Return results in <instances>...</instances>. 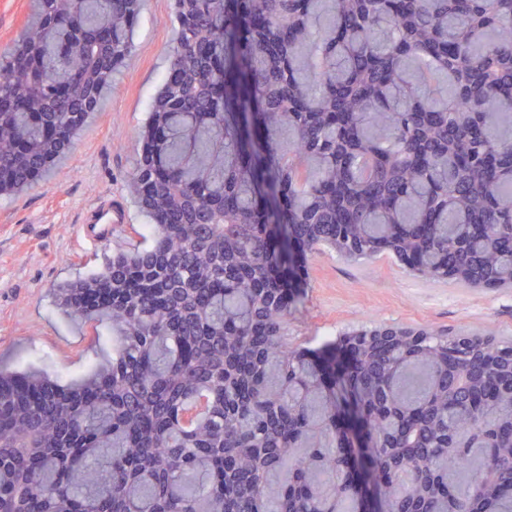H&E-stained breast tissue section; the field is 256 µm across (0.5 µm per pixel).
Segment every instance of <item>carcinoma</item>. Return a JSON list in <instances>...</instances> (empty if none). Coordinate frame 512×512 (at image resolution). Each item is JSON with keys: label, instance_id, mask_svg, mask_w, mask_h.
<instances>
[{"label": "carcinoma", "instance_id": "carcinoma-1", "mask_svg": "<svg viewBox=\"0 0 512 512\" xmlns=\"http://www.w3.org/2000/svg\"><path fill=\"white\" fill-rule=\"evenodd\" d=\"M188 6L132 181L151 243L56 289L115 357L72 386L0 373V512H512V341L365 336L341 418L281 339L292 244L512 288V0ZM138 14L35 0L0 53L14 190L98 110Z\"/></svg>", "mask_w": 512, "mask_h": 512}]
</instances>
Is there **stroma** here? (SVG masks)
Returning <instances> with one entry per match:
<instances>
[{
	"label": "stroma",
	"instance_id": "stroma-1",
	"mask_svg": "<svg viewBox=\"0 0 512 512\" xmlns=\"http://www.w3.org/2000/svg\"><path fill=\"white\" fill-rule=\"evenodd\" d=\"M173 13L174 0H142L133 55L69 153L25 190L0 193V370L67 385L112 360L111 323L73 320L54 290L104 268L116 252L146 245V219L129 184L142 154L139 135L168 67ZM105 199L126 220L113 225L110 240L87 244L80 216ZM371 325L507 340L512 292L420 280L394 260L357 264L330 251L308 256L288 308L287 346L316 358L326 342Z\"/></svg>",
	"mask_w": 512,
	"mask_h": 512
}]
</instances>
